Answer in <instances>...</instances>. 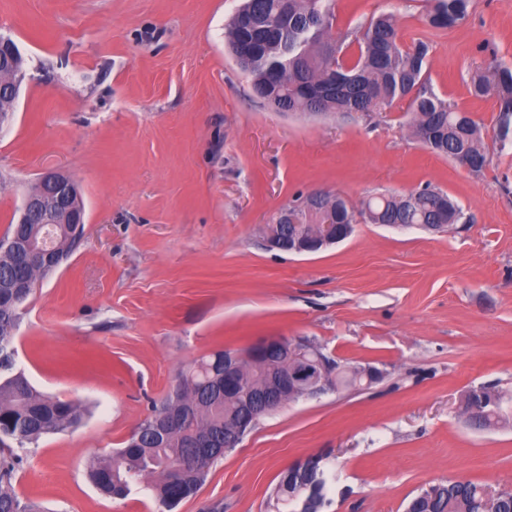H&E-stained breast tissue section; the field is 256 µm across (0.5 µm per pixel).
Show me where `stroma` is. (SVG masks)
Segmentation results:
<instances>
[{
	"label": "stroma",
	"mask_w": 512,
	"mask_h": 512,
	"mask_svg": "<svg viewBox=\"0 0 512 512\" xmlns=\"http://www.w3.org/2000/svg\"><path fill=\"white\" fill-rule=\"evenodd\" d=\"M242 0H0V34L26 60L0 132V236L40 173L73 178L86 210L79 249L40 279L16 333V365L80 422L30 446L14 487L44 512H155L147 484L125 500L88 472L216 350L304 339L385 373L367 388L302 398L261 418L174 512H270L280 474L322 454L323 512H404L421 488L464 479L512 488V425L469 427V390L512 413V146L496 98L472 75L512 64V0H472L447 30L423 0H334V37L376 14L400 42H429L438 95L484 127L471 172L410 133L408 101L369 116L279 112L253 93L224 28ZM463 208L453 230L358 224L318 253L267 249L299 196L351 204L423 185Z\"/></svg>",
	"instance_id": "obj_1"
}]
</instances>
